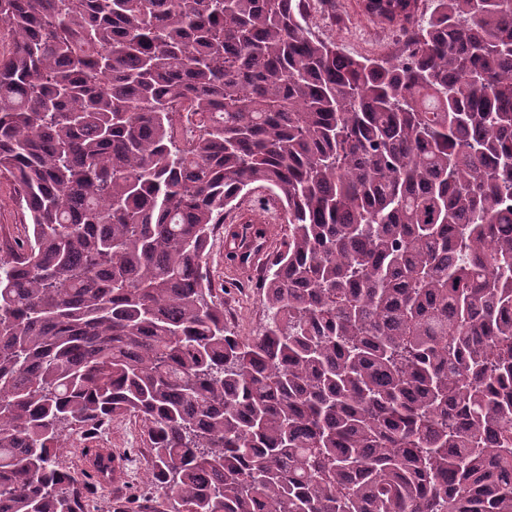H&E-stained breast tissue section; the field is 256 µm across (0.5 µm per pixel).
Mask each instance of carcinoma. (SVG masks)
Wrapping results in <instances>:
<instances>
[{
    "instance_id": "1",
    "label": "carcinoma",
    "mask_w": 512,
    "mask_h": 512,
    "mask_svg": "<svg viewBox=\"0 0 512 512\" xmlns=\"http://www.w3.org/2000/svg\"><path fill=\"white\" fill-rule=\"evenodd\" d=\"M365 10L405 56L309 0H0V512H83L58 442L119 416L172 512H512V0ZM255 189L244 339L205 259ZM316 8L311 9L309 20L312 33L321 39L335 40L346 54L356 58H395L405 54L404 35L398 28H383L371 22L363 0H334ZM26 217L19 199V188L11 180L0 177V226L17 236L24 232Z\"/></svg>"
}]
</instances>
